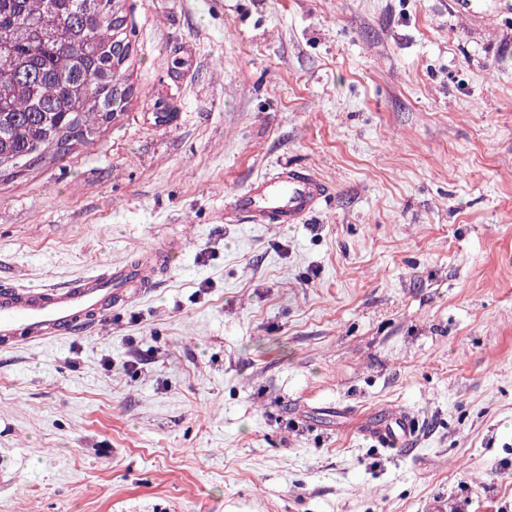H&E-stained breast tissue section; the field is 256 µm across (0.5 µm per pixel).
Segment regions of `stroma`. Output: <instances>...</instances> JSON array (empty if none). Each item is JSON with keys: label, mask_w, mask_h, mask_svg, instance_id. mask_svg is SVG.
<instances>
[{"label": "stroma", "mask_w": 512, "mask_h": 512, "mask_svg": "<svg viewBox=\"0 0 512 512\" xmlns=\"http://www.w3.org/2000/svg\"><path fill=\"white\" fill-rule=\"evenodd\" d=\"M125 7L130 103L0 181V286L179 250L0 351V512H512V0ZM283 162L318 210L224 222ZM415 429V423L410 417L391 413L376 428L373 437L381 448L404 450L410 445Z\"/></svg>", "instance_id": "obj_1"}]
</instances>
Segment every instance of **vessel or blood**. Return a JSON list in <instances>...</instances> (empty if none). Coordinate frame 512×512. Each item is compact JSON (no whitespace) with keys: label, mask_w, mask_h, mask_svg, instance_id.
Here are the masks:
<instances>
[{"label":"vessel or blood","mask_w":512,"mask_h":512,"mask_svg":"<svg viewBox=\"0 0 512 512\" xmlns=\"http://www.w3.org/2000/svg\"><path fill=\"white\" fill-rule=\"evenodd\" d=\"M326 186L310 171L279 166L238 194L224 219L249 224H299L316 211ZM146 260L107 264L62 286L0 288V349L40 345L92 330L113 308L156 287ZM416 426L400 413L389 414L373 437L381 448L407 449Z\"/></svg>","instance_id":"b4317fda"}]
</instances>
